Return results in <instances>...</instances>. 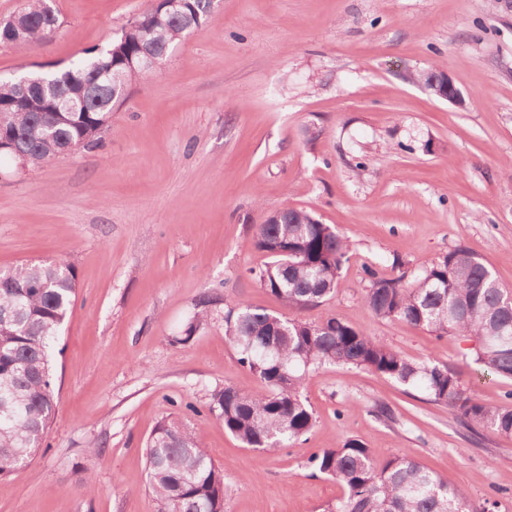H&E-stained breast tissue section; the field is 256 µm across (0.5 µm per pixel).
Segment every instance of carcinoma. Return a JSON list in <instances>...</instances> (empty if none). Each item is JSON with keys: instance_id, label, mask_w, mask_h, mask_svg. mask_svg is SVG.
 Wrapping results in <instances>:
<instances>
[{"instance_id": "obj_1", "label": "carcinoma", "mask_w": 512, "mask_h": 512, "mask_svg": "<svg viewBox=\"0 0 512 512\" xmlns=\"http://www.w3.org/2000/svg\"><path fill=\"white\" fill-rule=\"evenodd\" d=\"M46 3L24 0L10 16L15 24L0 26V43L26 50L48 40L62 22ZM212 9L213 0H155L109 45L34 72L40 83L23 104L16 103L15 85L0 80V157L33 172L69 151L100 146L115 103L133 83L155 75L142 63L144 54L168 55L206 24ZM255 236L256 250H272L255 277L289 309L317 306L339 288L347 240L310 212L288 207L285 223L259 224ZM365 273L364 302L376 318L422 328L438 339L466 337L480 374L512 379V289L500 285L478 254L458 246L414 284L404 274L388 278L372 267ZM76 295L75 270L63 261L0 270V478L17 473L38 452L54 419L55 344ZM215 305L217 299L201 298L172 342H190L212 319ZM223 320L239 363L263 391L226 385L211 394L206 413L263 456L315 428L317 415L302 389L307 374L326 365L361 368L419 387L461 422L512 437V408L483 402L453 367L410 359L337 317L312 324L226 300ZM145 452L158 512H224V469L209 456L198 428L166 416ZM308 464L342 489L322 512H489L474 508L464 490L420 463L403 455L378 462L356 439L322 449Z\"/></svg>"}]
</instances>
